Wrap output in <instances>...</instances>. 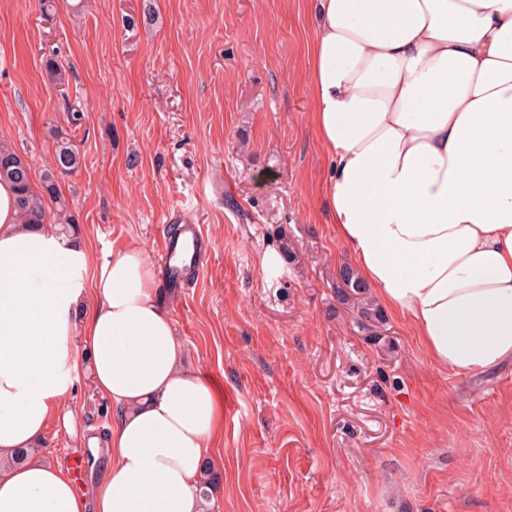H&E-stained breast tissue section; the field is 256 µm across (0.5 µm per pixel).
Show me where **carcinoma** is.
<instances>
[{
  "instance_id": "carcinoma-1",
  "label": "carcinoma",
  "mask_w": 512,
  "mask_h": 512,
  "mask_svg": "<svg viewBox=\"0 0 512 512\" xmlns=\"http://www.w3.org/2000/svg\"><path fill=\"white\" fill-rule=\"evenodd\" d=\"M54 153L53 166L42 175L40 189L31 183L30 166L10 146L0 142V180H7L14 186L16 193V209L22 224H45L50 213L48 203L57 205L55 223L62 226L63 232L69 234L75 223L68 215L67 205L59 192L58 182L63 176L78 171L81 165V153L74 142L63 131L53 132ZM278 254L285 264H296L300 261V252L295 243L286 233L279 235ZM365 284L359 279L355 270L345 264L336 272V294L345 304H357L358 324L362 330L372 333L375 323L379 322V314L365 300ZM35 449L20 448L12 457L0 461V468H11L28 461Z\"/></svg>"
}]
</instances>
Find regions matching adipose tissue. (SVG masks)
Returning <instances> with one entry per match:
<instances>
[{"label":"adipose tissue","mask_w":512,"mask_h":512,"mask_svg":"<svg viewBox=\"0 0 512 512\" xmlns=\"http://www.w3.org/2000/svg\"><path fill=\"white\" fill-rule=\"evenodd\" d=\"M309 119L333 169L337 239L433 364L512 358V0H311ZM83 242L19 223L0 181V457L37 447L91 352L120 407L108 464L80 497L32 459L0 475V512H211L200 482L224 399L183 366L141 249H114L86 305Z\"/></svg>","instance_id":"obj_1"}]
</instances>
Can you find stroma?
<instances>
[{
    "label": "stroma",
    "instance_id": "stroma-1",
    "mask_svg": "<svg viewBox=\"0 0 512 512\" xmlns=\"http://www.w3.org/2000/svg\"><path fill=\"white\" fill-rule=\"evenodd\" d=\"M75 2L0 0V142L36 186L53 130L76 143L60 190L85 288L114 248L154 264L180 221L200 226L199 277L158 286L188 369L224 395L214 512H512V358L456 374L409 322L386 312L371 334L336 298L353 257L327 221L331 164L307 119L309 0ZM282 231L301 266L279 261ZM62 406L70 424L37 452L60 466L119 418L87 367Z\"/></svg>",
    "mask_w": 512,
    "mask_h": 512
}]
</instances>
